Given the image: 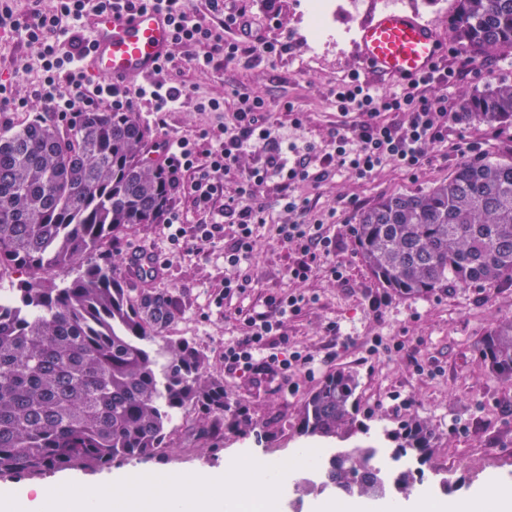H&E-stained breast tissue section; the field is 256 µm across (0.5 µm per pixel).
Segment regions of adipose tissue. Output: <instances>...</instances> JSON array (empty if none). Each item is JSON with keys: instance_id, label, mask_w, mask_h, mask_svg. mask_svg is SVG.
I'll use <instances>...</instances> for the list:
<instances>
[{"instance_id": "1", "label": "adipose tissue", "mask_w": 512, "mask_h": 512, "mask_svg": "<svg viewBox=\"0 0 512 512\" xmlns=\"http://www.w3.org/2000/svg\"><path fill=\"white\" fill-rule=\"evenodd\" d=\"M382 509L383 512H512V488L493 482L466 498L392 501L383 504Z\"/></svg>"}]
</instances>
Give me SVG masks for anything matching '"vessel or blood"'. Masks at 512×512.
Masks as SVG:
<instances>
[{"instance_id":"obj_1","label":"vessel or blood","mask_w":512,"mask_h":512,"mask_svg":"<svg viewBox=\"0 0 512 512\" xmlns=\"http://www.w3.org/2000/svg\"><path fill=\"white\" fill-rule=\"evenodd\" d=\"M89 49L81 58L94 76L132 83L147 78L166 59L173 27L166 11L145 8L128 14L121 5L89 14ZM365 70L382 79H413L429 73L442 48L432 27L399 8L383 9L359 30Z\"/></svg>"}]
</instances>
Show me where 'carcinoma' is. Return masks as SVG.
<instances>
[{"instance_id":"cac0c4a2","label":"carcinoma","mask_w":512,"mask_h":512,"mask_svg":"<svg viewBox=\"0 0 512 512\" xmlns=\"http://www.w3.org/2000/svg\"><path fill=\"white\" fill-rule=\"evenodd\" d=\"M451 24L471 58L512 53V0H455ZM455 120L512 127V82L464 99ZM137 112L35 118L0 131V274L24 276L0 309V481L96 471L116 462L162 461L174 417L224 418V379L206 354L166 336L181 314L166 289L126 288L102 246L139 224L162 223L170 186L146 156ZM375 282L405 298L450 288L512 285V145L465 158L446 182L397 193L353 224ZM478 361L512 385V317L485 332ZM352 372L327 376L304 400L298 434L316 443L364 439L325 460L322 488L360 496L409 491L411 470L390 480L369 467L374 434L360 418ZM395 457L430 466L437 436L413 415L382 431Z\"/></svg>"}]
</instances>
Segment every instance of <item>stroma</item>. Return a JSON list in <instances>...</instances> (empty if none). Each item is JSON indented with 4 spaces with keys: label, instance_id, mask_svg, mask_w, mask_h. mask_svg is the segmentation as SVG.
Here are the masks:
<instances>
[{
    "label": "stroma",
    "instance_id": "obj_1",
    "mask_svg": "<svg viewBox=\"0 0 512 512\" xmlns=\"http://www.w3.org/2000/svg\"><path fill=\"white\" fill-rule=\"evenodd\" d=\"M246 6L254 32L269 40L287 43L281 56L254 55L248 65L227 63L215 72H194L188 63L192 50L174 47L171 61L160 74L164 84L184 82L189 98L167 115V136L198 135L217 122H231L240 94L260 93L272 114L276 136L310 143L318 153L329 142V132L340 122L333 92L350 72L361 81L384 91H397L401 82L382 80L363 72L357 56L358 29L348 14H341L313 33L311 0H229ZM404 9L416 12L433 26L442 44L443 65L454 68L462 59L456 35L449 23L454 0H403ZM40 63L35 49L23 46L10 28H0V82L15 97L26 99L23 112H0V129L20 125L37 115L41 105L31 91L39 80ZM512 81V55L470 60L465 73L448 91V108L457 110L475 87ZM217 98L223 114L200 112L197 102ZM512 142V129L498 133L483 125L450 122L446 142L432 145L421 170L408 174L382 167L361 180L340 171L317 185L300 186L309 200L308 220H321L330 230L354 223L359 209L400 192H417L447 181L470 149L496 151ZM277 181L260 191L267 206L268 224L261 231L255 260L258 295L292 290L311 297L302 313L291 317L287 333L297 349L316 360L315 379L296 376L295 392L271 384L250 385L225 374L224 345L239 336L231 312L218 308L214 298L224 287V243L215 241L201 253L175 254L168 231L160 224H144L121 238L116 256L127 287L141 283L129 269L133 254L155 258L162 270L154 287L169 288L180 299L183 312L169 330L170 336L195 342L208 357L212 371L224 379L225 393L246 404L253 423L248 435H194L175 438L165 461H130L120 465L126 476L142 471L167 475L203 476L224 467L241 451L290 460L303 441L294 430L295 418L306 396L319 380L339 370L357 374L359 405L369 416L372 429L391 427L411 415L425 418L438 437L435 459L439 474L425 473L423 484L437 475L448 479V498L469 496L491 477L512 486V386L491 378L478 363L477 345L498 319L512 316V286L452 288L429 297L402 298L380 288L363 265L352 236L341 239L337 261L346 267V283L332 282L326 270L313 272L303 283L286 276L288 257L272 240L273 226L281 220ZM336 323L341 337L353 345L336 351L324 327ZM385 346L401 340L406 353L386 351L368 355L373 337ZM438 366V373L417 374L409 360Z\"/></svg>",
    "mask_w": 512,
    "mask_h": 512
}]
</instances>
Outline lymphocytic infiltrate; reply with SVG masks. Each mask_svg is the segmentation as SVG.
Returning a JSON list of instances; mask_svg holds the SVG:
<instances>
[{"mask_svg":"<svg viewBox=\"0 0 512 512\" xmlns=\"http://www.w3.org/2000/svg\"><path fill=\"white\" fill-rule=\"evenodd\" d=\"M113 0H28L24 15H17L8 0H0V27L18 32L24 44L36 48L42 76L34 91L43 103L41 116L54 119L65 112H130L134 95L151 99L153 125L165 127L166 114L179 103L184 86L152 85L131 92L124 84L93 82L79 64L83 44L65 49L63 38L70 27H82L88 13L111 7ZM129 12L152 6L173 17V43L203 46L192 55L191 67L205 74L222 63H247L254 52L280 56L283 45L253 39L252 26L243 9L226 6L224 0H206L207 17H199L187 0H124ZM454 72L433 68L399 92H383L349 74L336 87V109L345 121L330 134L331 148L320 160L318 172H310L307 157L311 144L281 146L273 137L271 114L263 95L239 99L232 125L204 129L199 137L163 138L152 142V152L161 156L173 194L187 196L205 221L195 227L199 244L224 241V287L217 304L234 309L241 334L224 346V370L251 385L268 381L290 384L293 374L315 376L314 357L293 349L286 332L290 317L299 315L310 300L303 294L284 291L264 295L258 302L249 297L258 286L253 266L265 225V207L258 197L268 180L279 179L286 215L277 225L275 243L290 257L289 281H307L313 271L327 268L332 280L345 279V267L336 262L340 235L328 233L324 224L307 223L306 199L296 184L321 182L341 169L361 179L371 178L382 166L393 165L416 172L427 159L429 145L448 138V87ZM264 153L262 166H249L247 159Z\"/></svg>","mask_w":512,"mask_h":512,"instance_id":"1","label":"lymphocytic infiltrate"}]
</instances>
